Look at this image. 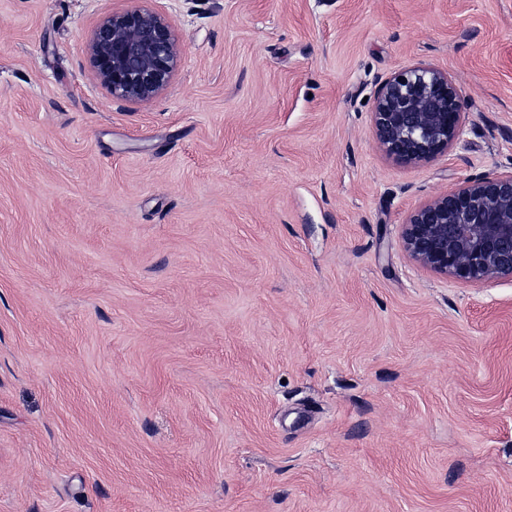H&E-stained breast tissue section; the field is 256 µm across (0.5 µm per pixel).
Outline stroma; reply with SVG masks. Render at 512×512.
<instances>
[{"instance_id":"obj_1","label":"stroma","mask_w":512,"mask_h":512,"mask_svg":"<svg viewBox=\"0 0 512 512\" xmlns=\"http://www.w3.org/2000/svg\"><path fill=\"white\" fill-rule=\"evenodd\" d=\"M181 62L113 99L86 39ZM463 133L406 165L383 80ZM512 171V0H0V512H512V278L413 262L408 216ZM86 52L95 76L118 100L150 102L168 86L180 63L170 24L144 8L102 19ZM463 110L464 100L447 72L426 65L403 69L382 83L375 98L377 146L400 163L429 161L459 138Z\"/></svg>"}]
</instances>
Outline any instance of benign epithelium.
<instances>
[{"instance_id": "obj_1", "label": "benign epithelium", "mask_w": 512, "mask_h": 512, "mask_svg": "<svg viewBox=\"0 0 512 512\" xmlns=\"http://www.w3.org/2000/svg\"><path fill=\"white\" fill-rule=\"evenodd\" d=\"M86 52L112 98L150 102L180 63L168 21L144 8L114 12L92 32ZM464 100L448 73L417 65L386 79L373 108L378 148L404 164L448 152L463 128ZM409 257L426 269L473 285L512 278V172L466 179L409 217Z\"/></svg>"}]
</instances>
